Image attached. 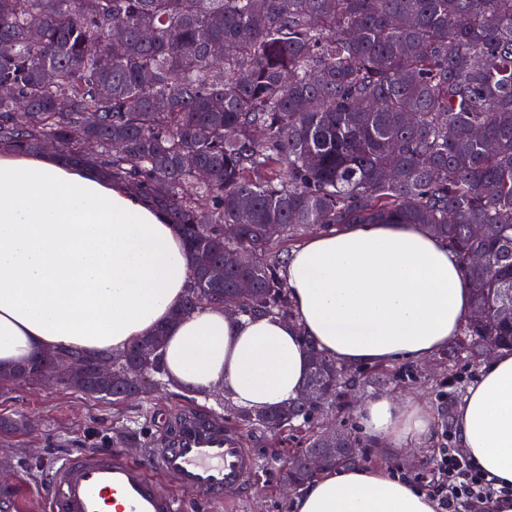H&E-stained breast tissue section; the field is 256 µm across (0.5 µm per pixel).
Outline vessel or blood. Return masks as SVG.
I'll return each instance as SVG.
<instances>
[{
    "mask_svg": "<svg viewBox=\"0 0 512 512\" xmlns=\"http://www.w3.org/2000/svg\"><path fill=\"white\" fill-rule=\"evenodd\" d=\"M257 468L255 454L223 423L187 416L139 465L110 448L85 449L53 463L42 486L46 512H183L185 490L208 503L231 500ZM168 478L161 485L153 473Z\"/></svg>",
    "mask_w": 512,
    "mask_h": 512,
    "instance_id": "vessel-or-blood-1",
    "label": "vessel or blood"
}]
</instances>
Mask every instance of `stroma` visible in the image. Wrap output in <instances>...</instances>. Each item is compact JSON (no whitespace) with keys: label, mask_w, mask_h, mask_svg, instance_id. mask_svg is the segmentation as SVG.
Here are the masks:
<instances>
[{"label":"stroma","mask_w":512,"mask_h":512,"mask_svg":"<svg viewBox=\"0 0 512 512\" xmlns=\"http://www.w3.org/2000/svg\"><path fill=\"white\" fill-rule=\"evenodd\" d=\"M400 377L371 389L355 390L338 417L347 427L358 428V408L377 393L393 392L428 403L434 413L432 435L412 448L365 449V464L389 468L406 475L413 484L431 479L438 451L456 446L450 414L456 411L478 367H447L438 357L428 362L402 361ZM196 407L225 418L235 404L224 390L194 392L159 387L145 397L118 404L71 388L46 384L32 389L22 385L0 387V420L23 423L24 431L0 434V470L11 472L18 487L10 512H44L40 488L53 459L86 448L123 449L133 461H144L163 430L166 418L184 408ZM247 445L259 460L239 498L208 505L204 512H292V500L280 490L283 463L298 448L297 442L280 441L255 432Z\"/></svg>","instance_id":"obj_1"}]
</instances>
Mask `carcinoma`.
<instances>
[{
  "label": "carcinoma",
  "mask_w": 512,
  "mask_h": 512,
  "mask_svg": "<svg viewBox=\"0 0 512 512\" xmlns=\"http://www.w3.org/2000/svg\"><path fill=\"white\" fill-rule=\"evenodd\" d=\"M114 26L120 43L108 40ZM0 83L12 88L0 97L1 148L51 142L178 226L194 264L178 315L207 301L293 322V237L419 224L456 253L479 313L440 362L512 348V317L499 313L512 301V0H0ZM226 224L244 232L226 238ZM475 252L484 266L467 263ZM204 260L224 264L222 286ZM245 278L253 292L241 299ZM154 340L112 355V400L145 393L123 371ZM307 347L306 384L329 399L240 410L239 436L310 429L347 388L396 376ZM361 447L337 429L347 463Z\"/></svg>",
  "instance_id": "carcinoma-1"
}]
</instances>
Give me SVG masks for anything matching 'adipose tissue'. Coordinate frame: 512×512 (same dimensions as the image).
I'll return each mask as SVG.
<instances>
[{
    "label": "adipose tissue",
    "mask_w": 512,
    "mask_h": 512,
    "mask_svg": "<svg viewBox=\"0 0 512 512\" xmlns=\"http://www.w3.org/2000/svg\"><path fill=\"white\" fill-rule=\"evenodd\" d=\"M297 322L178 311L191 257L177 226L89 166L46 152L0 150V366L45 349L113 353L163 333L166 370L182 387L225 385L247 409L288 404L309 370L306 341L351 367L422 360L448 346L471 307L448 245L415 224L318 232L285 271ZM364 432L394 448L432 432L426 404L384 394L358 411ZM457 443L512 487V351L482 363L457 409ZM385 470L340 466L313 477L293 512H435Z\"/></svg>",
    "instance_id": "adipose-tissue-1"
}]
</instances>
